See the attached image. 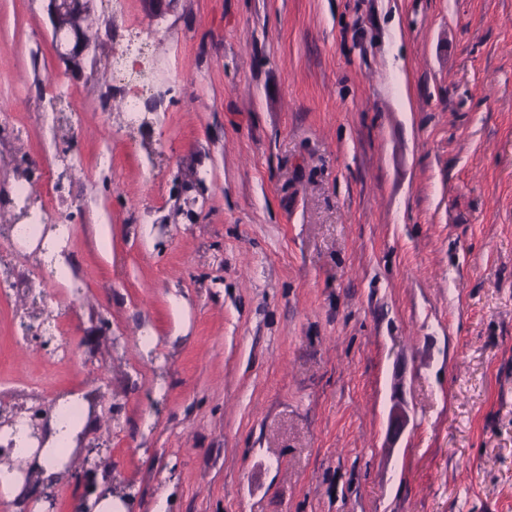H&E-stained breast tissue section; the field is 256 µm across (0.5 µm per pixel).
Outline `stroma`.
I'll list each match as a JSON object with an SVG mask.
<instances>
[{"instance_id":"obj_1","label":"stroma","mask_w":512,"mask_h":512,"mask_svg":"<svg viewBox=\"0 0 512 512\" xmlns=\"http://www.w3.org/2000/svg\"><path fill=\"white\" fill-rule=\"evenodd\" d=\"M124 4L92 0L70 67L46 0H0V224L24 182L69 233L64 282L0 239L34 277L0 299V389L93 403L80 440L138 512H512V0ZM83 458L42 512H76ZM131 33H134L125 46V50L112 60V82L121 84L124 90L135 89L132 94L125 92L122 98V112L127 125H135L141 121L142 96L150 88L152 79L145 70H131L127 65V55L134 54L138 58L144 57L151 46V36L142 35L143 31L138 27H133ZM131 85V86H130Z\"/></svg>"}]
</instances>
